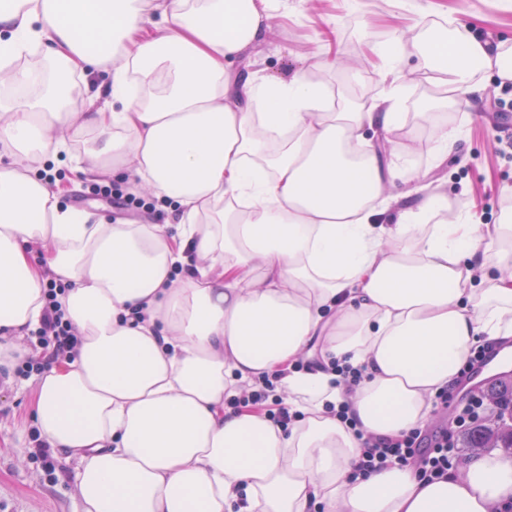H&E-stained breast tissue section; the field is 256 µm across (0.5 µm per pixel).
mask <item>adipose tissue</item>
I'll return each instance as SVG.
<instances>
[{"instance_id":"adipose-tissue-1","label":"adipose tissue","mask_w":512,"mask_h":512,"mask_svg":"<svg viewBox=\"0 0 512 512\" xmlns=\"http://www.w3.org/2000/svg\"><path fill=\"white\" fill-rule=\"evenodd\" d=\"M281 6L0 0V78L29 84L13 61L31 49L48 71L39 92L0 97V366L22 356L53 272L81 346L41 376L36 424L77 458L81 512H493L512 502L511 458L433 481L397 466L357 478L355 433L423 427L482 341L512 359V215L438 224L448 197L437 193L373 223L375 201L414 173L366 136L398 124L397 95L336 112L328 83L305 73L229 71ZM420 49L452 94L479 95L475 74L492 66L512 81L506 43L458 28ZM92 72L102 81L71 111L72 77ZM86 130L101 143L83 174L140 178L170 201L172 222L62 208L50 177L23 169L29 156L59 162ZM353 144L356 165L344 157ZM479 268L496 271L487 287ZM337 362L361 370L353 391L335 385ZM280 369L293 424L225 408ZM342 403L356 429L336 417Z\"/></svg>"}]
</instances>
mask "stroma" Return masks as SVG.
I'll return each mask as SVG.
<instances>
[{
	"instance_id": "1",
	"label": "stroma",
	"mask_w": 512,
	"mask_h": 512,
	"mask_svg": "<svg viewBox=\"0 0 512 512\" xmlns=\"http://www.w3.org/2000/svg\"><path fill=\"white\" fill-rule=\"evenodd\" d=\"M398 8L390 0H288L265 40L233 69L257 80L287 78L302 70L328 82L337 109L366 112L399 90V124L382 136V151L408 152L417 176L396 183L381 224L415 206L430 193L447 192L451 206L439 221L470 214L474 223H498L512 196V158L499 156V140L512 138V82L490 71L477 72L482 97L448 96L417 51L418 44L443 20L463 24L476 38L492 43L512 40V0H408ZM395 45L400 65L394 77L383 75L382 48ZM454 132L448 155L436 152V128ZM65 187L60 203L106 216L115 224H164L167 201L157 199L130 179L114 188L144 200L140 209L117 208L89 199L88 181L69 164L56 169ZM37 374L11 376L0 385V512H80L73 489L76 460L57 457L53 473L33 463L30 453L39 434L34 418Z\"/></svg>"
}]
</instances>
